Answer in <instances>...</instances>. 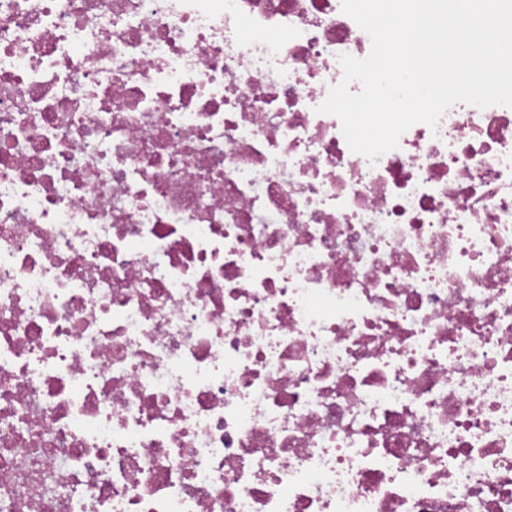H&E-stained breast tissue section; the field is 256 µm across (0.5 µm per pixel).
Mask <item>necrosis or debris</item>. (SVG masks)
<instances>
[{"mask_svg": "<svg viewBox=\"0 0 512 512\" xmlns=\"http://www.w3.org/2000/svg\"><path fill=\"white\" fill-rule=\"evenodd\" d=\"M341 0H0V512H512V107L352 152Z\"/></svg>", "mask_w": 512, "mask_h": 512, "instance_id": "4bbe7bcc", "label": "necrosis or debris"}]
</instances>
